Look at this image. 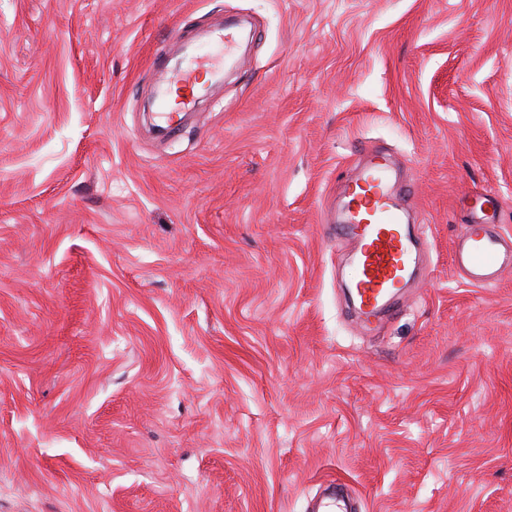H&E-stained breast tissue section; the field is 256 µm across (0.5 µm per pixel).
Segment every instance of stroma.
<instances>
[{"instance_id":"1","label":"stroma","mask_w":512,"mask_h":512,"mask_svg":"<svg viewBox=\"0 0 512 512\" xmlns=\"http://www.w3.org/2000/svg\"><path fill=\"white\" fill-rule=\"evenodd\" d=\"M237 65L174 138L155 54L227 19ZM426 270L348 313L322 222L370 149ZM512 0H0V512H512ZM493 195L479 196L471 206L470 219L455 243L452 262L475 287L494 286L502 273L512 268V237L497 224H489L485 210L493 208ZM479 213L483 216H479Z\"/></svg>"}]
</instances>
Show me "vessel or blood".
<instances>
[{
  "label": "vessel or blood",
  "mask_w": 512,
  "mask_h": 512,
  "mask_svg": "<svg viewBox=\"0 0 512 512\" xmlns=\"http://www.w3.org/2000/svg\"><path fill=\"white\" fill-rule=\"evenodd\" d=\"M209 38V52L193 51L173 66L165 58L155 60L162 73L161 84L184 88L182 107L194 102L191 88L199 69L220 77L223 52L234 41L221 27L210 31ZM494 205L491 195L475 199L452 252L454 266L475 287L494 286L503 272L512 268V237L484 217L485 210ZM408 209V201L396 188L389 157L371 152L362 173L350 186L347 216L334 227L337 238L353 242L356 274L351 289L365 320L382 315L388 301L400 295L410 268L418 262L405 229Z\"/></svg>",
  "instance_id": "obj_1"
}]
</instances>
